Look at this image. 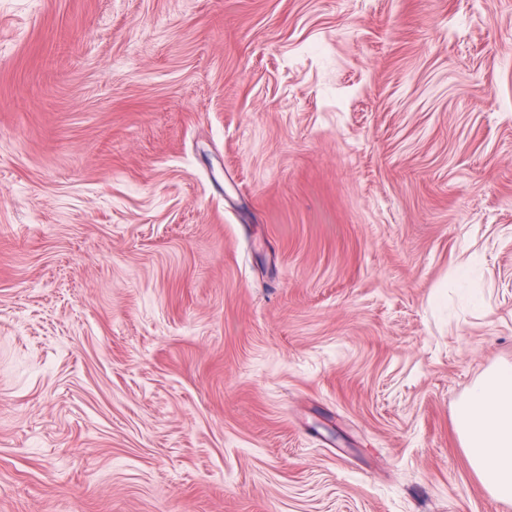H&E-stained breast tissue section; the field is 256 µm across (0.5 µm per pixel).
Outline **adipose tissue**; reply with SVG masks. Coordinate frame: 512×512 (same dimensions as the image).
<instances>
[{"label": "adipose tissue", "mask_w": 512, "mask_h": 512, "mask_svg": "<svg viewBox=\"0 0 512 512\" xmlns=\"http://www.w3.org/2000/svg\"><path fill=\"white\" fill-rule=\"evenodd\" d=\"M454 429L474 476L512 502V364L487 372L459 404Z\"/></svg>", "instance_id": "ef3b65f1"}]
</instances>
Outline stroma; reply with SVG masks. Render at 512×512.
<instances>
[{
  "mask_svg": "<svg viewBox=\"0 0 512 512\" xmlns=\"http://www.w3.org/2000/svg\"><path fill=\"white\" fill-rule=\"evenodd\" d=\"M503 363L512 0H0V512H503ZM454 429L474 476L512 502V364L487 372L459 404Z\"/></svg>",
  "mask_w": 512,
  "mask_h": 512,
  "instance_id": "1",
  "label": "stroma"
}]
</instances>
